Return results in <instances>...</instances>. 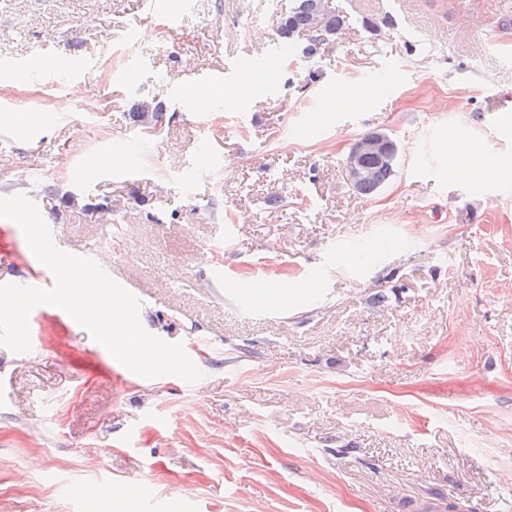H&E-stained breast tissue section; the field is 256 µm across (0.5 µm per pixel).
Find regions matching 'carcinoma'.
Here are the masks:
<instances>
[{
    "label": "carcinoma",
    "mask_w": 512,
    "mask_h": 512,
    "mask_svg": "<svg viewBox=\"0 0 512 512\" xmlns=\"http://www.w3.org/2000/svg\"><path fill=\"white\" fill-rule=\"evenodd\" d=\"M346 24L347 17L328 10L326 0H291L288 9L280 15L277 35L281 43L292 50L295 48L296 35L308 34L302 53L310 59L319 53L321 46L334 41ZM385 139L390 145L389 156L367 158V164L372 168V178L354 187V190L363 196L377 193L396 175V145L390 136H385ZM419 512H450V510H448L447 499L441 493L432 491L430 498L422 502Z\"/></svg>",
    "instance_id": "carcinoma-1"
}]
</instances>
